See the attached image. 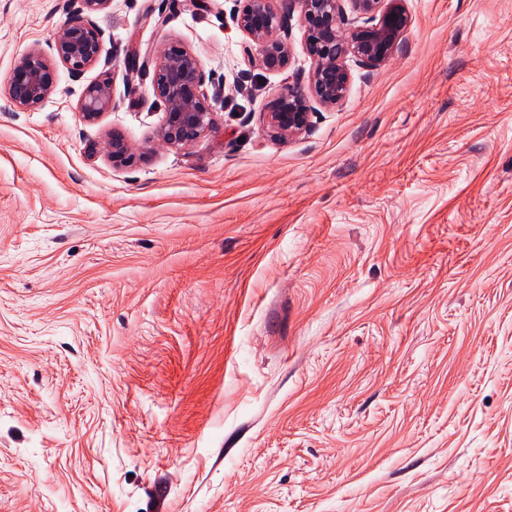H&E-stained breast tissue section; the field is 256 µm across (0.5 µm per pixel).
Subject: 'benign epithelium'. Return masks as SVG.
Wrapping results in <instances>:
<instances>
[{"label":"benign epithelium","mask_w":512,"mask_h":512,"mask_svg":"<svg viewBox=\"0 0 512 512\" xmlns=\"http://www.w3.org/2000/svg\"><path fill=\"white\" fill-rule=\"evenodd\" d=\"M344 0H244L235 21L252 41L261 65L270 71L290 63L288 21L299 12L306 33V50L312 60L308 84L296 82L280 90L272 100L266 122L269 130L289 138L307 130L313 112L311 102L339 106L350 85L348 62L375 66L392 59L401 47L410 20L402 0H349L352 10L374 20L370 26H355L343 6ZM103 33L84 18L60 27L49 48L74 74L96 64L102 52ZM127 87L135 90L133 78H151L156 100L165 110L158 130L160 142L171 147H189L214 125L211 101L220 91H208L200 60L175 42H166L152 58L134 51L127 57ZM7 95L18 109L41 106L53 93L51 68L40 48L28 51L13 67L6 84ZM112 85L107 80L87 86L79 112L87 121L113 109ZM106 151L114 163L131 160L122 137L112 135Z\"/></svg>","instance_id":"1"}]
</instances>
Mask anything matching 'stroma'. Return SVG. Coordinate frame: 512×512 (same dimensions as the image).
Listing matches in <instances>:
<instances>
[{
	"label": "stroma",
	"instance_id": "35a3bbf8",
	"mask_svg": "<svg viewBox=\"0 0 512 512\" xmlns=\"http://www.w3.org/2000/svg\"><path fill=\"white\" fill-rule=\"evenodd\" d=\"M403 5L395 58L280 139L299 18L271 72L238 0H111L21 111L83 2L0 0V512H512V0ZM168 41L221 90L185 148L127 92ZM103 33L83 17L68 21L54 34L49 48L72 73L96 64L102 52ZM7 95L18 109L41 106L53 93L51 68L40 48L28 51L13 67L6 84ZM115 106L112 85L108 80H102L87 86L79 103V112L85 120L93 121Z\"/></svg>",
	"mask_w": 512,
	"mask_h": 512
}]
</instances>
